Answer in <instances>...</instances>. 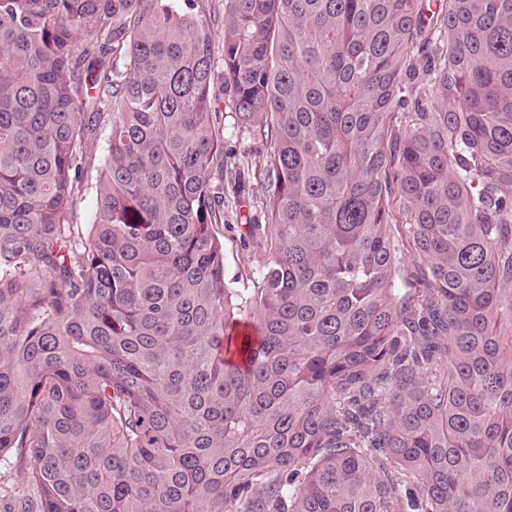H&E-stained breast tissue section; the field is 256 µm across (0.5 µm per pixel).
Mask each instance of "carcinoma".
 Instances as JSON below:
<instances>
[{"label":"carcinoma","instance_id":"1","mask_svg":"<svg viewBox=\"0 0 512 512\" xmlns=\"http://www.w3.org/2000/svg\"><path fill=\"white\" fill-rule=\"evenodd\" d=\"M202 2L0 0V512H512V0H224L247 288ZM221 80L214 81L213 94L224 112V274L243 288L257 276L266 252L251 238V225L266 209L268 194L263 176L266 148L252 136L250 125L238 122L226 106ZM244 156V157H243ZM84 201L81 203L78 211H77V214L75 216V219H74V224H78V230H79V237H78V232H77V228L75 227V232H76V236L77 238L75 239V241H82V242H85L87 241V238H88V235H89V232H90V224H91V218H92V213L95 209V202H96V199H95V192L94 190H90L88 189L86 192H85V195H84ZM399 223L390 225V233L398 245V278L397 284L400 288L401 294L406 297H412L418 293L420 286L417 281L413 278L412 273L414 271L410 253V247L408 245L409 225L405 216H398ZM403 222V224H402Z\"/></svg>","mask_w":512,"mask_h":512}]
</instances>
